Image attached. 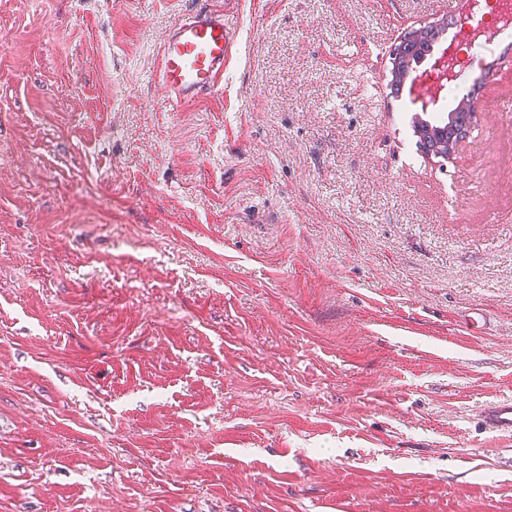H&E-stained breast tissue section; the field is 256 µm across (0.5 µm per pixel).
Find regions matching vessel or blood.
<instances>
[{"mask_svg": "<svg viewBox=\"0 0 512 512\" xmlns=\"http://www.w3.org/2000/svg\"><path fill=\"white\" fill-rule=\"evenodd\" d=\"M235 44V31L224 12L203 8L178 21L164 40L158 69L167 100L187 104L219 90ZM480 421L485 430L512 437V398L490 403Z\"/></svg>", "mask_w": 512, "mask_h": 512, "instance_id": "vessel-or-blood-1", "label": "vessel or blood"}]
</instances>
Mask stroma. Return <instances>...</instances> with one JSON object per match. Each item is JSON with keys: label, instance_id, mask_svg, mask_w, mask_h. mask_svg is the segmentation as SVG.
<instances>
[{"label": "stroma", "instance_id": "1", "mask_svg": "<svg viewBox=\"0 0 512 512\" xmlns=\"http://www.w3.org/2000/svg\"><path fill=\"white\" fill-rule=\"evenodd\" d=\"M223 10L221 91L169 29ZM437 0H0V512H512V55L445 161ZM235 44V30L222 11L202 8L178 21L164 40L158 69L167 100L187 104L218 91ZM450 25L448 22H446V24L443 22L442 25L429 23L427 25L420 26L417 30H412L418 33L417 38L419 43L411 52H403L398 57V68L396 71L394 70V67L391 68V86L394 92L396 91V93H398L401 89V85H405L406 81L409 79L411 88L413 78L416 75L411 90L414 95V99H416L418 103H427L429 98L435 96V85L432 83V79L428 72L419 70L425 53L429 52L434 46V43L445 35V32L448 31V26ZM439 129L446 131L447 141L454 134L452 129H448V118H440L437 116H430L429 119L417 117L415 124L413 125V133L418 137L419 144L421 142V135L426 136L429 139L430 146L433 145V141L441 142L443 136L440 134ZM483 428L499 436L512 437V398L490 403L480 413Z\"/></svg>", "mask_w": 512, "mask_h": 512}]
</instances>
